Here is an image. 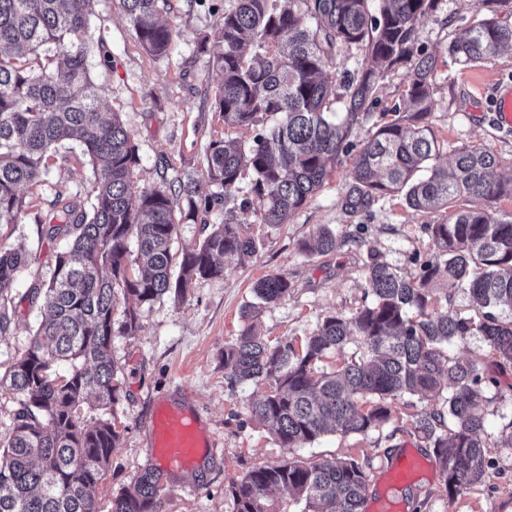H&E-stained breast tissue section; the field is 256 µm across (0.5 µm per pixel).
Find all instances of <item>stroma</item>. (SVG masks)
Returning a JSON list of instances; mask_svg holds the SVG:
<instances>
[{"instance_id": "obj_1", "label": "stroma", "mask_w": 512, "mask_h": 512, "mask_svg": "<svg viewBox=\"0 0 512 512\" xmlns=\"http://www.w3.org/2000/svg\"><path fill=\"white\" fill-rule=\"evenodd\" d=\"M166 13L178 30L175 49L165 57L147 53L132 31L119 0H97L91 18L94 36L103 39L110 65L91 58L94 82L102 89V103L118 112L138 145L140 165L134 189L157 187L193 178L200 195L214 192L204 176L205 149L215 140L251 141L252 128L228 129L214 105L220 77L208 68L197 50L203 36L212 33L225 10L236 0H170ZM492 10L501 22L512 25V0H434L421 19L413 53L438 59L435 105L430 116L433 131L451 154L464 144L484 145L503 161V173L512 177V128L495 120L491 87L512 86V50L494 61L468 67L454 61L448 47L468 26L477 9ZM412 78L410 62L389 70L377 89V104L361 118L359 136L373 132L382 112L401 104ZM353 155L342 156L335 171L313 199L285 224H262L249 218L242 227L253 238V256L224 260V274L195 283L179 301L165 298L153 304L131 335L115 334L112 358L120 370L123 391L113 406L122 435L108 468L96 487L98 512H112V499L132 489L135 478L152 465L149 450L155 401L189 391L191 401L209 422L217 440L215 455L192 473L165 475L156 512H233L230 488L250 470L295 456L321 460L352 456L364 462L370 478H377L392 457L416 449L434 462L431 449L411 436L412 415L438 412L443 400L410 399L408 414L366 436L329 433L301 448L280 447L266 426L251 414L253 401L267 390L265 383L231 384L224 371V347L246 327H253L270 345L301 348L318 323L330 313L352 315L372 296L366 286L363 261L369 251L408 274L430 259L434 246L426 230L437 216L418 212L402 197L380 201L370 214H345L340 198L346 192ZM93 170L77 144L59 147L42 182L24 189L34 207L21 224L10 227L11 244L33 254L34 260L17 280L9 334L0 336V365L10 363L26 348L30 332L42 319L39 304L26 300L29 285L48 277L65 240H50L43 233V218L52 210L56 194L88 196ZM336 228L343 236L336 251L323 256L302 253L299 244L320 225ZM288 277L286 300L263 310L256 318L242 315L253 302L254 284L269 275ZM483 368L499 381L490 391L484 436L490 477L457 498H449L439 471L393 489L403 512H512V368L485 358Z\"/></svg>"}]
</instances>
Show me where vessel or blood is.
Listing matches in <instances>:
<instances>
[{"label": "vessel or blood", "instance_id": "obj_1", "mask_svg": "<svg viewBox=\"0 0 512 512\" xmlns=\"http://www.w3.org/2000/svg\"><path fill=\"white\" fill-rule=\"evenodd\" d=\"M216 450V440L207 421L187 400L157 403L150 452L162 469L192 470ZM419 463L416 452L402 453L386 470L388 486L401 483L404 475Z\"/></svg>", "mask_w": 512, "mask_h": 512}]
</instances>
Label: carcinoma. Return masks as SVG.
I'll use <instances>...</instances> for the list:
<instances>
[{
	"label": "carcinoma",
	"instance_id": "carcinoma-1",
	"mask_svg": "<svg viewBox=\"0 0 512 512\" xmlns=\"http://www.w3.org/2000/svg\"><path fill=\"white\" fill-rule=\"evenodd\" d=\"M95 0H0V227L22 222L29 203L22 188L37 185L52 150L78 139L82 153L101 163L91 195L58 193L44 231L68 241L48 278L27 290L48 316L25 351L0 370V391L16 396L10 431L0 435V512H97L95 489L120 432L112 406L121 379L112 360L115 331L134 333L144 310L165 297L184 298L195 281L224 274L221 259L251 256L254 239L229 217L208 222L235 199L241 174H253L239 203L243 216L286 224L323 186L341 155L356 147L360 115L370 111L385 72L412 57L411 42L432 0H237L200 51L221 75L216 109L229 128L256 126L249 143L216 140L205 151V175L218 191L197 184L132 191L138 145L118 113L104 109L90 76V57L110 63L93 37ZM142 47L163 56L179 33L160 15L169 0H120ZM53 55L42 62V47ZM512 47V27L484 14L450 46L472 66ZM356 49L359 66L336 84V66ZM438 59L413 62L407 107L363 140L352 182L341 197L348 215L367 214L380 200L402 195L417 211H441L427 225L435 255L405 275L369 252L365 280L372 301L346 317L328 314L302 353L271 346L246 328L224 346V369L234 382L264 381L268 391L251 413L267 423L283 448L311 444L329 432L367 435L392 418L407 397L446 393V413L412 422L414 435L433 449L448 497L490 475L485 421L495 380L479 357L461 358L446 345L478 333L499 366L512 365V217L496 204L512 199V180L489 149L463 145L451 167L428 122L435 100ZM339 103V110L332 105ZM183 199L176 211L171 196ZM261 203L252 209V199ZM202 224L191 249L173 248L180 224ZM138 255L128 261V241ZM340 237L323 225L299 244L308 255L336 251ZM27 252L0 236V335L11 326V290ZM291 283L275 275L254 287L252 317L288 297ZM455 289L469 292L478 319L441 302ZM123 318L114 319L119 301ZM353 343L356 351L346 355ZM341 363L327 370L330 355ZM102 410L84 423L83 409ZM162 473L147 467L131 491L112 499V512H155ZM369 476L352 457L305 461L295 457L249 471L232 486L235 512H276L270 493L284 490L302 512H364Z\"/></svg>",
	"mask_w": 512,
	"mask_h": 512
}]
</instances>
